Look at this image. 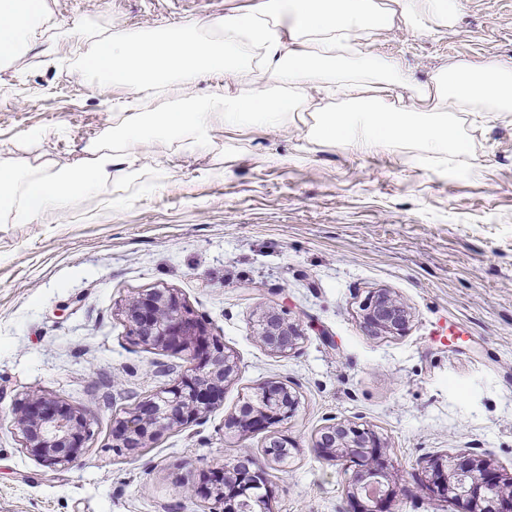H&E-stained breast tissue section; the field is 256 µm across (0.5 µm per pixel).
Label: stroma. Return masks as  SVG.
Instances as JSON below:
<instances>
[{
    "mask_svg": "<svg viewBox=\"0 0 512 512\" xmlns=\"http://www.w3.org/2000/svg\"><path fill=\"white\" fill-rule=\"evenodd\" d=\"M252 2L46 0L41 40L0 68V162L85 161L135 110L90 81L59 32L88 45L195 20L209 37ZM375 48L420 82L457 57L511 58L512 0H461L456 26L394 30ZM316 119L220 126L200 151L161 141L71 210L34 224L0 214V512H212L192 494L197 471L242 448L263 456L268 433L241 438L224 420L268 380L299 397L283 428L295 450L267 464L272 512H344L345 470L315 447L333 422L387 444L393 512H454L422 489L430 455L476 452L512 473V112L460 113L468 151L452 161L317 144ZM154 288L178 292L238 371L201 423L118 455L113 418L166 384L158 365L183 363L128 332L127 299ZM380 288L408 308L405 335L366 329L360 304ZM267 310L303 333L288 355L256 337ZM33 390L92 410L80 465L51 470L24 449L12 407Z\"/></svg>",
    "mask_w": 512,
    "mask_h": 512,
    "instance_id": "obj_1",
    "label": "stroma"
}]
</instances>
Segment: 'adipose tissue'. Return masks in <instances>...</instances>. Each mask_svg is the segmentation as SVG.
I'll use <instances>...</instances> for the list:
<instances>
[{
	"instance_id": "1",
	"label": "adipose tissue",
	"mask_w": 512,
	"mask_h": 512,
	"mask_svg": "<svg viewBox=\"0 0 512 512\" xmlns=\"http://www.w3.org/2000/svg\"><path fill=\"white\" fill-rule=\"evenodd\" d=\"M459 8V0H255L225 16L217 38L193 21L117 32L84 53L87 75L136 102L164 96L178 107L133 113L118 128L120 150H96L86 164H1L0 211L29 224L121 179L155 142L201 148L215 126L279 128L300 112L318 115L308 138L341 149L409 142L437 156L464 154L456 114L512 112V61L456 58L417 83L400 59L374 49L393 30L446 29ZM46 19L44 0H0V67L38 41ZM203 77L225 91L185 101Z\"/></svg>"
}]
</instances>
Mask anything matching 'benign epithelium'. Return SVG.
Here are the masks:
<instances>
[{"mask_svg": "<svg viewBox=\"0 0 512 512\" xmlns=\"http://www.w3.org/2000/svg\"><path fill=\"white\" fill-rule=\"evenodd\" d=\"M365 327L374 336L402 335L408 329L405 306L390 292L379 290L362 306ZM129 333L138 342L184 355L171 383L138 401L114 418L112 451L116 454L147 448L169 431L201 422L224 400V383L236 372L237 361L224 343L207 334L203 320L170 289H153L125 306ZM257 337L275 354L294 350L302 338L298 325L276 311L259 320ZM298 397L288 384L268 382L258 387L224 427L240 436L269 433L266 455L280 462L290 456L292 440L282 433L298 408ZM14 420L23 447L42 466L63 468L84 455L91 436L92 415L62 400L37 392L14 407ZM315 447L326 458L351 471L346 497L352 512H391L396 490L382 487L392 462L387 445L369 428L345 422L323 427ZM425 488L454 505L455 512H512V474L496 469L491 460L471 452L453 459L436 455L425 460ZM194 492L211 501L216 512H270L275 496L266 466L242 448L222 467L198 471Z\"/></svg>", "mask_w": 512, "mask_h": 512, "instance_id": "benign-epithelium-1", "label": "benign epithelium"}]
</instances>
